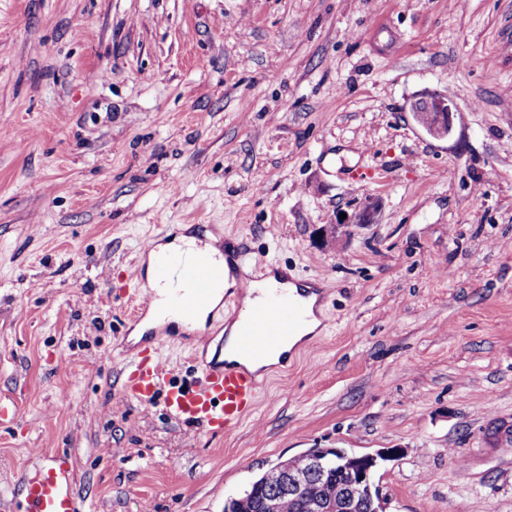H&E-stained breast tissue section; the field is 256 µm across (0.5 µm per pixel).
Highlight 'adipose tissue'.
Listing matches in <instances>:
<instances>
[{
	"label": "adipose tissue",
	"instance_id": "obj_1",
	"mask_svg": "<svg viewBox=\"0 0 512 512\" xmlns=\"http://www.w3.org/2000/svg\"><path fill=\"white\" fill-rule=\"evenodd\" d=\"M282 288L290 291L300 299L307 307L308 318L294 335L282 338V340L258 358H243L238 354V342L243 321L248 312L255 309L261 302V288ZM236 288L240 291L242 312L237 318L225 319L224 330V358L228 361L239 360L250 371L258 375L268 374L277 366L284 357L289 356L299 346L313 340L322 330V306L319 295L314 291L312 284L292 281L288 278V270L284 267L268 270L262 281L251 279L247 269H240L235 274L224 277L222 285L217 286L212 293L209 308L198 310L192 318L184 324L186 330L192 331L203 326L208 318L210 308L218 307L224 297L226 289Z\"/></svg>",
	"mask_w": 512,
	"mask_h": 512
}]
</instances>
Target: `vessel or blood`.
<instances>
[{
	"mask_svg": "<svg viewBox=\"0 0 512 512\" xmlns=\"http://www.w3.org/2000/svg\"><path fill=\"white\" fill-rule=\"evenodd\" d=\"M159 279L178 281L167 298L169 312L191 317L210 300L224 280L223 265L199 257L185 261L175 252L156 258ZM305 319L303 308L281 292L271 293L246 319L239 352L262 354L281 337L293 335ZM126 396L145 405L162 400L177 419L199 424L213 433L235 430L254 407L260 390L256 373L217 358L198 365L187 377L172 375L158 349L144 348L128 360L122 385ZM26 512H80L74 471L67 454L49 457L45 466L24 475L17 487Z\"/></svg>",
	"mask_w": 512,
	"mask_h": 512,
	"instance_id": "1",
	"label": "vessel or blood"
}]
</instances>
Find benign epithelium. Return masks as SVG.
Masks as SVG:
<instances>
[{
	"mask_svg": "<svg viewBox=\"0 0 512 512\" xmlns=\"http://www.w3.org/2000/svg\"><path fill=\"white\" fill-rule=\"evenodd\" d=\"M411 110L422 119L430 134L444 136L451 131L453 109L448 98L430 95L414 102ZM375 210L376 205L369 203L353 215L323 229L322 243H327L328 235L336 234L340 228L372 223ZM393 454L394 451L389 449L373 455L337 448H311L299 455L300 463L291 458L266 470L260 481V486L266 490L265 497L258 504L249 496L237 498L233 512H248L250 509L254 512H280V504L287 497L305 500L310 512H361L365 503L371 512H387L386 502L374 485L373 475L379 461ZM333 455L336 456V467L345 476L342 491L336 497L324 492L322 482L326 459Z\"/></svg>",
	"mask_w": 512,
	"mask_h": 512,
	"instance_id": "benign-epithelium-1",
	"label": "benign epithelium"
}]
</instances>
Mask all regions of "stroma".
Segmentation results:
<instances>
[{"label": "stroma", "mask_w": 512, "mask_h": 512, "mask_svg": "<svg viewBox=\"0 0 512 512\" xmlns=\"http://www.w3.org/2000/svg\"><path fill=\"white\" fill-rule=\"evenodd\" d=\"M186 229L329 289L222 435L122 392ZM0 405V512L58 450L83 512H224L311 448L397 449L388 512H512V0H0ZM417 118H421L426 130L432 135H448L452 128L453 109L448 98L430 95L411 106ZM375 210L376 205L374 203H369L351 216H347L344 219L338 218L336 224L328 225L330 227L331 237H334V234H336L337 230L340 228H348L353 225L372 224Z\"/></svg>", "instance_id": "35a3bbf8"}]
</instances>
